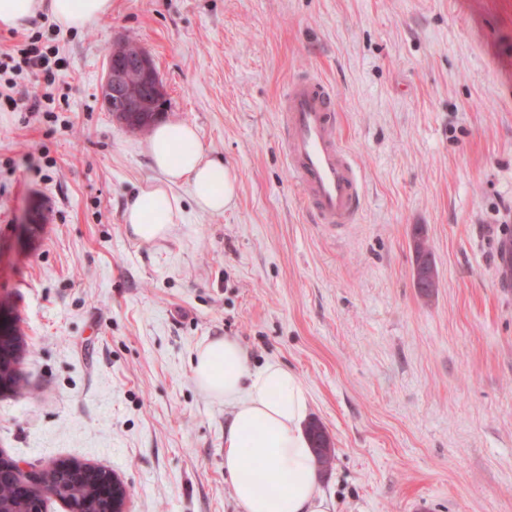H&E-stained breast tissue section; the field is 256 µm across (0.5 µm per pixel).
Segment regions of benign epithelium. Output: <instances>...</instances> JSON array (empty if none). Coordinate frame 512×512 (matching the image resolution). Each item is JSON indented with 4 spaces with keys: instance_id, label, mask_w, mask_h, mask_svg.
<instances>
[{
    "instance_id": "benign-epithelium-1",
    "label": "benign epithelium",
    "mask_w": 512,
    "mask_h": 512,
    "mask_svg": "<svg viewBox=\"0 0 512 512\" xmlns=\"http://www.w3.org/2000/svg\"><path fill=\"white\" fill-rule=\"evenodd\" d=\"M100 96L113 118L127 127L139 113L155 111V103L165 97V90L150 53L141 51L132 55L126 44L113 45ZM76 469L97 475L99 484L109 490L103 497L102 512H123L127 491L112 472L87 463L76 465ZM13 471L20 478V489L26 491L23 512H43L45 499L56 496L55 486L43 481L42 470L36 466L23 467L16 462Z\"/></svg>"
}]
</instances>
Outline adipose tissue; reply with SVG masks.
I'll return each mask as SVG.
<instances>
[{
  "mask_svg": "<svg viewBox=\"0 0 512 512\" xmlns=\"http://www.w3.org/2000/svg\"><path fill=\"white\" fill-rule=\"evenodd\" d=\"M111 10L112 0H0V30L43 12L64 28L81 30ZM146 149L159 177L139 189L124 213L138 240L168 235L180 216L175 185L188 184L196 206L210 213H223L234 203L236 175L205 152L194 126L159 124ZM192 371L202 392L231 409L224 471L241 512H330L303 429L311 401L299 376L276 361L251 366L244 347L229 336L199 346Z\"/></svg>",
  "mask_w": 512,
  "mask_h": 512,
  "instance_id": "1",
  "label": "adipose tissue"
}]
</instances>
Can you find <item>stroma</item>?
Here are the masks:
<instances>
[{
  "label": "stroma",
  "mask_w": 512,
  "mask_h": 512,
  "mask_svg": "<svg viewBox=\"0 0 512 512\" xmlns=\"http://www.w3.org/2000/svg\"><path fill=\"white\" fill-rule=\"evenodd\" d=\"M28 31L60 62L53 119L0 104V304L25 343L0 454L105 467L128 512H238L231 410L191 369L232 336L308 387L332 512H512V0H112L85 29ZM118 41L151 52L162 121L237 176L221 214L174 186L181 216L151 243L123 220L159 177L147 136L99 96ZM304 75L333 89L362 177L351 224L315 223L288 172L278 102ZM411 246L416 264V288H419L421 294L429 295L434 291V288H437V271L427 243L426 233L422 226H415L413 228ZM424 272H429L427 278L422 277Z\"/></svg>",
  "instance_id": "35a3bbf8"
}]
</instances>
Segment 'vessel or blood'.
<instances>
[{
    "instance_id": "obj_1",
    "label": "vessel or blood",
    "mask_w": 512,
    "mask_h": 512,
    "mask_svg": "<svg viewBox=\"0 0 512 512\" xmlns=\"http://www.w3.org/2000/svg\"><path fill=\"white\" fill-rule=\"evenodd\" d=\"M288 169L319 223H353L361 206L358 170L342 147L335 94L321 80L291 82L278 102Z\"/></svg>"
}]
</instances>
